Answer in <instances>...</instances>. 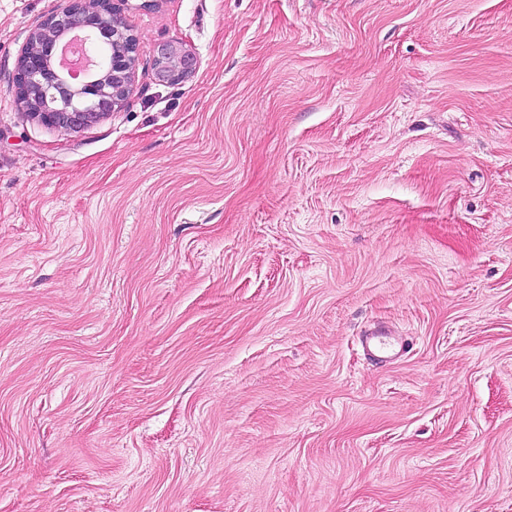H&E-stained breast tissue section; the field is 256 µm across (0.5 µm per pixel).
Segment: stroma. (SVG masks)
I'll return each mask as SVG.
<instances>
[{
	"mask_svg": "<svg viewBox=\"0 0 512 512\" xmlns=\"http://www.w3.org/2000/svg\"><path fill=\"white\" fill-rule=\"evenodd\" d=\"M59 3L0 0V512H512V0H125L78 133ZM60 2L57 10L30 33L28 44L18 60L15 84L19 96L26 99L29 91L53 99L58 96L68 97L75 92L81 93L85 100L77 107L61 108L69 103L67 99L50 100L38 97L33 99L37 107L60 109L26 112L31 119L44 126L78 133L115 112L119 107L131 86L137 47L135 40L132 53H113L107 71L99 79H76L64 67L67 71L66 78L58 74L46 65L47 60L58 53L59 45L55 36L57 32L79 29L99 31L105 35H132L128 33L120 17L118 2L122 0ZM35 40L36 45L31 47ZM196 69V58L182 47L164 44L158 47L155 56V76L158 81L169 84L178 82ZM360 344L364 351L380 359H395L401 355L402 341L399 336H391L385 331H377L361 336Z\"/></svg>",
	"mask_w": 512,
	"mask_h": 512,
	"instance_id": "35a3bbf8",
	"label": "stroma"
}]
</instances>
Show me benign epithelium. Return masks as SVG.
Segmentation results:
<instances>
[{
	"label": "benign epithelium",
	"instance_id": "1",
	"mask_svg": "<svg viewBox=\"0 0 512 512\" xmlns=\"http://www.w3.org/2000/svg\"><path fill=\"white\" fill-rule=\"evenodd\" d=\"M120 0H61L57 10L30 33L19 57L15 75L16 90L26 98L34 91L44 98H57L79 93L84 102L73 108L30 112L28 116L44 126L78 133L116 111L128 93L133 78L136 53L118 51L112 54L107 71L99 79L84 81L69 74L62 76L47 67L49 58L59 50L56 33L79 29L105 35L128 36L120 17ZM196 69V58L183 48L164 44L155 56V76L169 84L178 82Z\"/></svg>",
	"mask_w": 512,
	"mask_h": 512
}]
</instances>
